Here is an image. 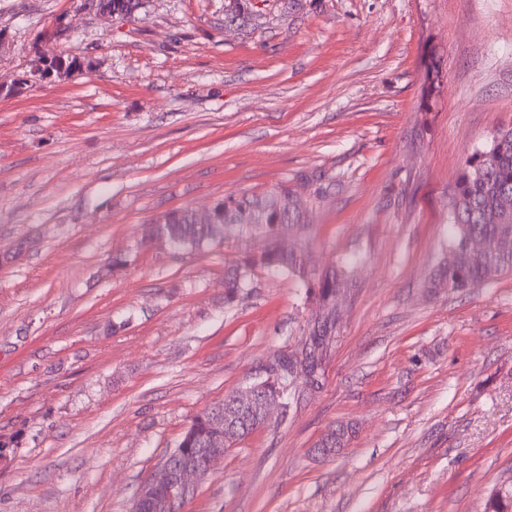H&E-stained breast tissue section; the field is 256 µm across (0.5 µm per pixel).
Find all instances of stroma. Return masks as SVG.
I'll use <instances>...</instances> for the list:
<instances>
[{
    "label": "stroma",
    "instance_id": "35a3bbf8",
    "mask_svg": "<svg viewBox=\"0 0 512 512\" xmlns=\"http://www.w3.org/2000/svg\"><path fill=\"white\" fill-rule=\"evenodd\" d=\"M0 0V512H131L191 419L322 311L235 235L150 218L288 185L324 274L358 259L321 387L227 450L180 512H485L512 480V271L427 282L466 157L512 129V0ZM79 71L19 85L46 28ZM353 425L332 457L312 453ZM252 0H228L224 10V26L233 25L241 27L242 25L257 16L256 11L251 4ZM355 431L349 425L338 424L330 426L317 440L312 449L315 455L323 454V448L329 452L326 456L335 455L345 448Z\"/></svg>",
    "mask_w": 512,
    "mask_h": 512
}]
</instances>
